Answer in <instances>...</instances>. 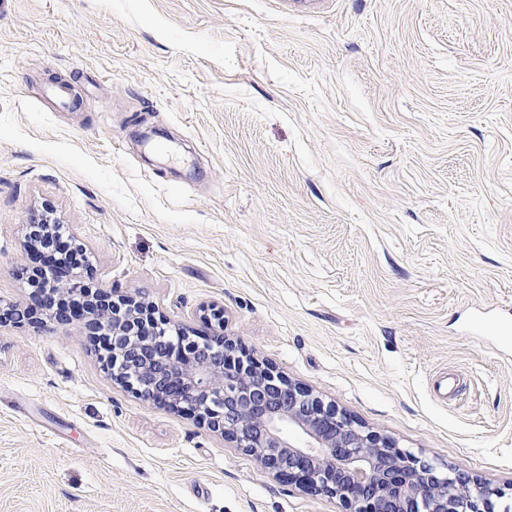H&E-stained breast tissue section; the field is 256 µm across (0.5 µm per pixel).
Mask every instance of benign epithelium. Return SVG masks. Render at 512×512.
Wrapping results in <instances>:
<instances>
[{"mask_svg":"<svg viewBox=\"0 0 512 512\" xmlns=\"http://www.w3.org/2000/svg\"><path fill=\"white\" fill-rule=\"evenodd\" d=\"M50 206L26 225L25 247L45 240ZM82 275L70 271L49 290L30 278L31 295L58 297L42 312L58 322H83L96 338L108 368L121 363L115 381L153 404L186 411L199 423L255 456L275 477L315 493L339 497L345 512H489L490 492H473L478 479L465 472L442 475L429 462L406 454L388 437L363 429L336 405L289 382L269 367L235 354L234 342L217 333L204 341L172 343L148 304L102 290L79 306L63 304L84 294ZM307 439L299 446L286 427Z\"/></svg>","mask_w":512,"mask_h":512,"instance_id":"benign-epithelium-1","label":"benign epithelium"}]
</instances>
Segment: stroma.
<instances>
[{
	"mask_svg": "<svg viewBox=\"0 0 512 512\" xmlns=\"http://www.w3.org/2000/svg\"><path fill=\"white\" fill-rule=\"evenodd\" d=\"M72 100L58 106L49 87ZM51 203L85 286L273 368L512 507V0H0V303ZM0 512H344L0 325ZM49 214H52L51 207L46 205L42 208L41 211H36L32 214L30 218V224H26V233H25V247L30 252L32 259L36 263L42 260V257L35 255L33 252H35L32 249V246L34 245L33 237H37L39 239V242L46 241L45 235L46 233L51 229L50 224L46 223H52L51 218L49 217Z\"/></svg>",
	"mask_w": 512,
	"mask_h": 512,
	"instance_id": "stroma-1",
	"label": "stroma"
}]
</instances>
